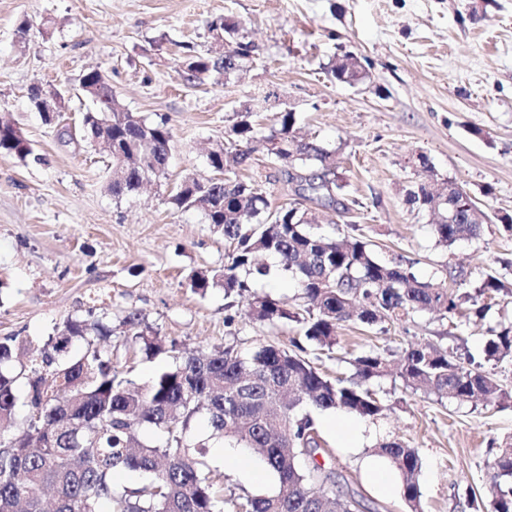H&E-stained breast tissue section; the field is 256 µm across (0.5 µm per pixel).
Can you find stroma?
Masks as SVG:
<instances>
[{
  "instance_id": "stroma-1",
  "label": "stroma",
  "mask_w": 512,
  "mask_h": 512,
  "mask_svg": "<svg viewBox=\"0 0 512 512\" xmlns=\"http://www.w3.org/2000/svg\"><path fill=\"white\" fill-rule=\"evenodd\" d=\"M222 16L241 22L254 51L242 70L189 86L177 47L206 53L207 24ZM344 54L358 57L364 83L336 82L330 68ZM91 69L125 108L166 121L172 135L166 178L122 200L106 189L108 153L58 136L80 126L86 103L71 90ZM35 86L66 93L53 122L32 106ZM241 109L265 127L294 110L299 136L335 151L351 206L321 209L324 234L359 235L379 259L414 262L440 288L452 287L455 270L476 288L512 262V232L500 221L512 215V0H0V118L33 149L23 162L0 155V337L40 345L93 307L107 314L114 364L140 382L170 360L135 357L123 325L132 311L186 351L289 346L291 327L250 321L247 298L230 304L222 287L192 290V271L222 270L229 245L202 213L169 200L184 177H210L207 152ZM421 155L437 181H455L488 214L479 238L439 244L429 213L408 202ZM238 174L258 181L272 207L296 198L263 151ZM481 302L478 322L423 312L383 331L344 323L332 352L310 343L305 356L332 377L350 376L360 353L396 356L417 344L482 358L490 330L512 323V296ZM373 390L377 419L313 414L337 489L354 492L360 512H408L401 494L374 488L365 466L378 442L396 439L421 458L424 512H471L473 497L492 512L489 475L497 449L512 444V401L441 400L393 373ZM347 429L356 443L342 439Z\"/></svg>"
}]
</instances>
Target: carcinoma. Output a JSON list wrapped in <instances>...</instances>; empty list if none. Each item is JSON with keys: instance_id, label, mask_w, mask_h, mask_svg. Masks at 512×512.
I'll use <instances>...</instances> for the list:
<instances>
[{"instance_id": "1", "label": "carcinoma", "mask_w": 512, "mask_h": 512, "mask_svg": "<svg viewBox=\"0 0 512 512\" xmlns=\"http://www.w3.org/2000/svg\"><path fill=\"white\" fill-rule=\"evenodd\" d=\"M208 30L223 36L224 54L186 55L182 77L189 83L235 69L251 48L237 21L217 17ZM82 79L104 89L97 111L82 114L87 143L96 145L105 133L119 152L112 156L107 189L117 199L136 194L143 180L166 174L170 130L126 109L100 71L91 70ZM295 124V113L278 112L270 133L259 138L250 113H237L225 132L235 148L221 144L208 155L210 167L225 179L188 177L170 197L178 209L200 211L232 247L224 271L192 275L194 291L203 294L220 284L227 299L243 295L271 274V265L259 261L260 255L275 258L277 270L296 282L301 308L256 297L249 311L260 323L291 325L296 335L292 348L263 345L242 354L214 346L185 356L176 341H165L140 313L131 312L123 321L130 344L149 358L163 354L172 359L168 369L137 386L114 367L112 347L101 345L110 330L92 307L86 317L64 321L26 362L17 337H0V426L21 429L19 435L0 434V512H225L227 505L236 512H357L355 496L325 489L334 475L316 459L320 436L312 416L301 408L306 404L376 418L382 407L371 384L389 374L390 363L385 354L371 351L355 358L351 377L332 380L300 354L301 341L330 352L337 344V326L352 319L372 328L418 312L478 316L484 307L477 306V297L506 285L490 274L473 295L462 290L466 276L460 272L452 276L456 289L436 288L413 265L377 258L359 237L336 240L309 230L315 218L306 210H271L267 193L237 176L254 142L297 183L296 195L331 203L345 196L346 182L334 172V152L297 140ZM0 154L21 162L32 154L29 141L9 121L0 120ZM408 202L442 217L434 232L448 246L480 235L485 213L456 191L440 194L431 178L417 183ZM76 340L82 346L71 355L68 347ZM484 354V361L512 357V326L491 330ZM398 376L414 391L460 402L512 397L484 370L483 361L471 355L464 364L454 353L431 345L403 349ZM201 416L208 433L193 437V424ZM147 427L164 434L162 444H133L134 433ZM213 439L258 451L278 481L276 492L247 495L241 502L224 498V475L210 463ZM375 453L402 475V496L411 512H422L417 450L385 440ZM120 473L133 474L135 480L121 484ZM490 490L493 512H512L509 446L496 453Z\"/></svg>"}]
</instances>
